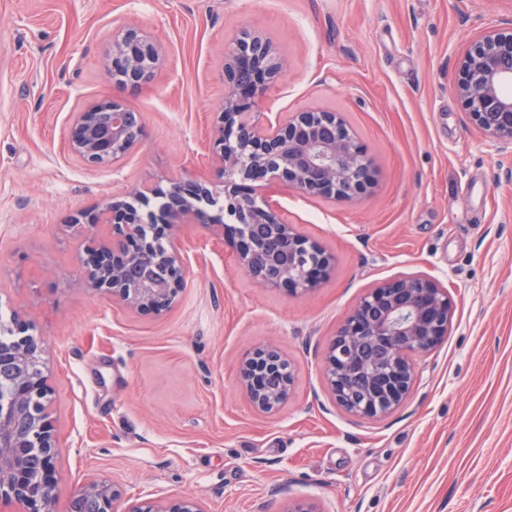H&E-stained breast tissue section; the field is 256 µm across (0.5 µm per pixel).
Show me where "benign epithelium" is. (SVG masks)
Here are the masks:
<instances>
[{"label":"benign epithelium","mask_w":512,"mask_h":512,"mask_svg":"<svg viewBox=\"0 0 512 512\" xmlns=\"http://www.w3.org/2000/svg\"><path fill=\"white\" fill-rule=\"evenodd\" d=\"M107 74L118 88L149 81L160 63L157 45L129 26L112 38ZM455 93L490 142L512 147V27L476 36L459 60ZM286 67L266 39L244 29L224 48V95L219 101L212 164L223 192L193 180L153 190L157 209L143 215L112 200L73 227L83 254L77 284L106 293L131 310L161 313L175 302L187 269L177 231L205 224L236 253L240 267L266 288L305 293L318 287L332 258L283 222L257 192L281 181L297 192L356 202L372 188L373 163L337 112H297L262 121L258 100ZM141 114L114 99L76 113L71 152L89 167L120 162L141 139ZM453 301L436 278L413 274L378 283L338 327L324 356L325 379L336 402L354 416L377 418L406 399L413 359L448 335ZM42 340L18 318L0 324V512H54L57 439L52 386ZM239 380L255 409L278 411L292 392L291 362L271 344L240 365ZM119 488L106 480L82 487L71 512H116ZM129 512H203L195 498L164 505L144 502Z\"/></svg>","instance_id":"benign-epithelium-1"}]
</instances>
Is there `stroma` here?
<instances>
[{
    "instance_id": "1",
    "label": "stroma",
    "mask_w": 512,
    "mask_h": 512,
    "mask_svg": "<svg viewBox=\"0 0 512 512\" xmlns=\"http://www.w3.org/2000/svg\"><path fill=\"white\" fill-rule=\"evenodd\" d=\"M159 43L153 78L119 90L112 35ZM512 25V0H0V321L45 347L61 455L55 512L93 479L119 512L192 494L204 512H512V152L488 142L454 92L475 33ZM266 38L288 73L258 110L343 113L373 160L357 202L279 182V216L334 258L318 288H264L202 224L172 307L138 313L69 286L80 212L158 182L218 184L212 129L224 47ZM114 97L144 135L119 168L68 149L75 112ZM425 273L448 288L444 340L417 358L404 403L380 419L333 400L322 371L336 328L365 291ZM275 344L295 384L274 414L239 386L242 359Z\"/></svg>"
}]
</instances>
